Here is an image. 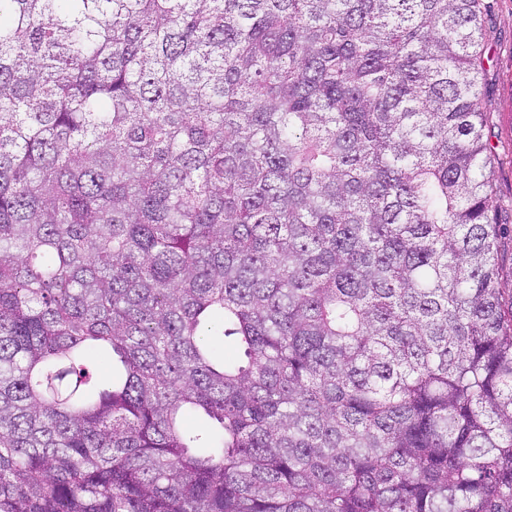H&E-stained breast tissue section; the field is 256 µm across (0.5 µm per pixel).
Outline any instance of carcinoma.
I'll return each mask as SVG.
<instances>
[{"mask_svg": "<svg viewBox=\"0 0 512 512\" xmlns=\"http://www.w3.org/2000/svg\"><path fill=\"white\" fill-rule=\"evenodd\" d=\"M485 11L0 0V512H512Z\"/></svg>", "mask_w": 512, "mask_h": 512, "instance_id": "cac0c4a2", "label": "carcinoma"}]
</instances>
